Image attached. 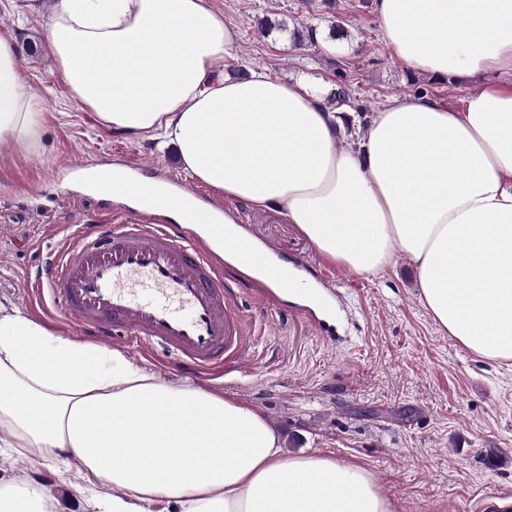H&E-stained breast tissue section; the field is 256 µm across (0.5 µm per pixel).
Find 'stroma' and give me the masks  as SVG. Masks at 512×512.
Masks as SVG:
<instances>
[{"mask_svg": "<svg viewBox=\"0 0 512 512\" xmlns=\"http://www.w3.org/2000/svg\"><path fill=\"white\" fill-rule=\"evenodd\" d=\"M239 34L220 75L242 78L257 70L301 80L330 98L350 94L342 111L352 119L340 147L359 143L364 125L388 98L423 94L460 108L489 74L439 81L409 72L382 37L373 0H213ZM270 18L286 30L262 33ZM47 20L21 15L0 0V31L13 32L24 81L44 99L41 141L31 152L0 157V301L77 338L76 327L34 298L26 287L42 255L64 247L65 224L127 220V203L92 193L69 163H137L164 177L182 175L173 146H158L102 128L94 113L54 75L44 39ZM345 34L332 39L333 26ZM313 31L294 46L289 30ZM239 211L243 231L288 262L306 280L324 259L302 231L278 212L225 202ZM323 285L333 313L310 320L301 303L246 298L252 319V364L226 377L196 376L198 384L260 408L279 433L285 455L325 454L356 464L373 477L393 512H476L491 502L512 512V362L478 359L441 331L420 301L414 266L395 254L387 268L359 274L330 267ZM30 479L77 512L87 493L65 466L42 467Z\"/></svg>", "mask_w": 512, "mask_h": 512, "instance_id": "1", "label": "stroma"}]
</instances>
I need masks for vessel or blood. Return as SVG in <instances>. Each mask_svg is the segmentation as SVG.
Listing matches in <instances>:
<instances>
[{"label": "vessel or blood", "instance_id": "vessel-or-blood-1", "mask_svg": "<svg viewBox=\"0 0 512 512\" xmlns=\"http://www.w3.org/2000/svg\"><path fill=\"white\" fill-rule=\"evenodd\" d=\"M171 187V196H158L139 169L122 196L134 213L154 217L189 193L180 181ZM229 247L268 278L282 279L267 255L238 241ZM29 283L81 334L99 340L116 334L130 347L161 348L176 367L199 375H229L252 360L241 285L187 225H76L66 247L47 252Z\"/></svg>", "mask_w": 512, "mask_h": 512}]
</instances>
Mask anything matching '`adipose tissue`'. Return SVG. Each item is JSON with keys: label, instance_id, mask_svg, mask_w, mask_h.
I'll list each match as a JSON object with an SVG mask.
<instances>
[{"label": "adipose tissue", "instance_id": "adipose-tissue-1", "mask_svg": "<svg viewBox=\"0 0 512 512\" xmlns=\"http://www.w3.org/2000/svg\"><path fill=\"white\" fill-rule=\"evenodd\" d=\"M384 39L434 78L497 73L461 108L394 97L354 149L301 81L214 80L237 34L210 0H27L53 71L101 127L173 144L224 198L277 210L360 274L414 264L433 322L476 357L512 360V0H373ZM45 103L0 33V156L40 143ZM30 469L77 460L105 512H392L366 469L288 457L256 406L168 380L0 305V449ZM0 512H56L37 484Z\"/></svg>", "mask_w": 512, "mask_h": 512}]
</instances>
